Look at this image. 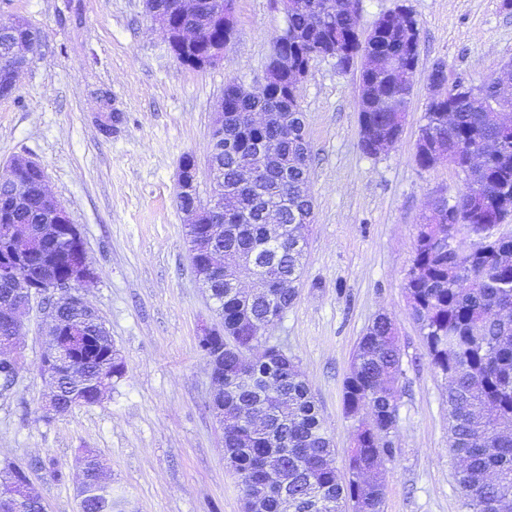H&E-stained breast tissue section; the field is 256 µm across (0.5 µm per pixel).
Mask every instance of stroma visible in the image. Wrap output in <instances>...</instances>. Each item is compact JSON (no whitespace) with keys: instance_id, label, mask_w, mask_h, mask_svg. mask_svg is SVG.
<instances>
[{"instance_id":"stroma-1","label":"stroma","mask_w":512,"mask_h":512,"mask_svg":"<svg viewBox=\"0 0 512 512\" xmlns=\"http://www.w3.org/2000/svg\"><path fill=\"white\" fill-rule=\"evenodd\" d=\"M400 5L418 20L419 42L404 129L388 152L369 157L359 147L361 60L341 71L314 58L302 82L314 222L299 295L267 341L294 358L311 387L339 468L352 441L343 382L360 337L376 316H390L403 374L394 458L380 474L384 512H462L447 382L428 362L404 283L424 212L437 197H456L464 181L445 163L418 166L415 144L436 63L477 85L512 62V8L503 0H360V34ZM15 17L41 41L15 93L0 97V167L25 156L44 168L95 270L78 290L102 317L126 373L101 402L45 418L47 315L32 306L16 340L24 363L12 389L0 392V460L26 471L47 512H79L86 448L125 512H242L198 348L216 306L190 261L176 181L183 155L205 164L225 84L262 82L284 17L272 0H236L231 46L200 70L174 57L143 0H0V21ZM102 91L122 115L109 137L97 126ZM48 459L62 479L41 468Z\"/></svg>"}]
</instances>
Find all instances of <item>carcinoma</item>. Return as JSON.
<instances>
[{
  "label": "carcinoma",
  "instance_id": "obj_1",
  "mask_svg": "<svg viewBox=\"0 0 512 512\" xmlns=\"http://www.w3.org/2000/svg\"><path fill=\"white\" fill-rule=\"evenodd\" d=\"M288 9V52L299 68L329 51L336 67L345 70L354 58L373 50L402 52L404 65L414 66L417 50L403 49L405 28L392 15L381 17L366 39H361L355 15L347 0H295ZM170 26L190 24L208 31L209 38L222 32L211 27L205 16L179 20L173 14ZM288 82L272 84L259 96L239 94L241 85L224 88V111L231 115L224 129L222 153L209 150L207 167L224 174V189L235 190V170L243 162L259 160L263 141L280 139L284 147L272 165L265 195L281 200L288 233L279 241L265 235L259 219L260 204L250 190L237 194L240 210L234 227L218 233L215 246L252 255L260 275L274 280L288 275V287L278 289L279 298L270 306L238 297L225 288L236 276L229 268L207 284L222 315V328L212 343L224 342V386L247 409L251 418L224 424V451L234 459L241 492L256 475L258 460L270 456L272 440L294 450L288 458V490L293 512H310L308 492L318 487L330 507L325 512H346L352 499L361 512H384V490L367 492L354 480L365 471L393 458L392 435L397 430L398 401L403 374L402 354L395 324L386 314L378 315L360 338L350 375L343 384V407L347 418L368 419L355 425L354 444L346 457V473L326 464L334 452L323 426L319 407L308 384L294 370V360L284 361L280 348L255 358L247 370L240 369L242 350L258 344L272 326L268 316L288 309L299 294L306 238L294 231L308 229L291 223L292 206L314 210L313 201H300L303 179L311 163L309 142L301 138L303 113L299 99L286 98ZM362 107L359 119L375 129L395 135L408 110L411 89L399 77L375 66L360 74ZM286 99L274 109L262 127H253L243 114L264 109L269 101ZM512 109V99L495 106L484 99L465 97L456 91L448 99L430 101L424 113L419 138L425 147L415 154L422 168L435 166L448 155L459 165L465 188L453 201H443L444 218L439 224H420L412 265L405 288L410 309L421 327L429 364L448 378V447L459 458L456 473L465 512H512V132L500 134L501 113ZM40 173H0V253L8 252L11 226L46 223L39 192ZM28 198L27 207H13L14 194ZM504 226V233L489 236L480 255L462 241L466 231L484 230L486 224ZM51 265L53 256L33 252L21 262L28 278H38ZM57 310L63 324L80 325L81 332L69 337L71 365L82 379L69 383L68 367L62 366L64 385L62 411L96 404L94 380L110 374L119 380L125 363L112 362V338L102 320L61 296ZM20 362L0 359V389L15 383ZM95 454L85 450L80 459L84 473L82 512H122L121 501L112 498V488L99 483Z\"/></svg>",
  "mask_w": 512,
  "mask_h": 512
}]
</instances>
